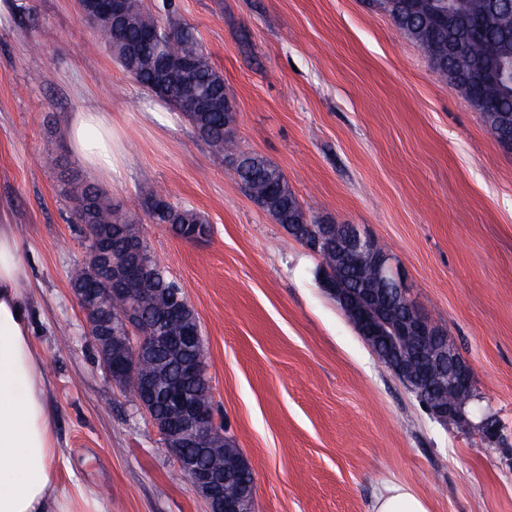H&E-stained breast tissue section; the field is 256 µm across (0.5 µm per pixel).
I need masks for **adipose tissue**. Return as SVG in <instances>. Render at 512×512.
<instances>
[{
	"label": "adipose tissue",
	"instance_id": "obj_1",
	"mask_svg": "<svg viewBox=\"0 0 512 512\" xmlns=\"http://www.w3.org/2000/svg\"><path fill=\"white\" fill-rule=\"evenodd\" d=\"M66 129L89 175L111 181L124 158L111 114L81 107L71 112ZM30 276L14 225L0 224V512H99L92 492L60 485L56 415L31 334Z\"/></svg>",
	"mask_w": 512,
	"mask_h": 512
}]
</instances>
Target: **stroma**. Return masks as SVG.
Masks as SVG:
<instances>
[{"mask_svg":"<svg viewBox=\"0 0 512 512\" xmlns=\"http://www.w3.org/2000/svg\"><path fill=\"white\" fill-rule=\"evenodd\" d=\"M198 31L238 113L240 149L277 165L308 214L371 235L473 369L442 425L319 287L317 256L247 197L189 122L138 84L77 0H23L0 29V224L32 264L33 338L57 412L61 483L102 512H206L85 334L69 283L86 255L65 180L88 182L70 112L112 115L127 159L101 184L194 308L215 419L253 469L256 512H371L385 484L429 512H512V154L368 0H143ZM41 58L31 63L32 47ZM164 190L209 221L153 223ZM499 438H480L485 418Z\"/></svg>","mask_w":512,"mask_h":512,"instance_id":"35a3bbf8","label":"stroma"}]
</instances>
